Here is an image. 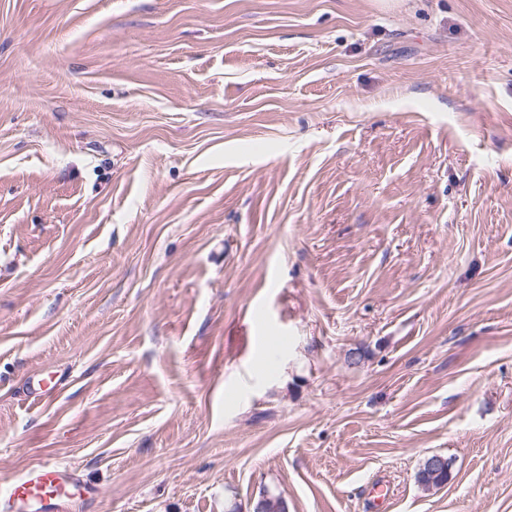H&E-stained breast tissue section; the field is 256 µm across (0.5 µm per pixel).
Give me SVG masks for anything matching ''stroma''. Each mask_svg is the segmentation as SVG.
<instances>
[{"instance_id": "obj_1", "label": "stroma", "mask_w": 512, "mask_h": 512, "mask_svg": "<svg viewBox=\"0 0 512 512\" xmlns=\"http://www.w3.org/2000/svg\"><path fill=\"white\" fill-rule=\"evenodd\" d=\"M49 459L512 512V0H0V487ZM446 462L441 458H433L428 462L427 469L426 464L423 465V468L420 469L418 473V480L421 485L425 488L429 489L430 487H440L444 485L448 481V468L442 469L445 466ZM440 469V470H438Z\"/></svg>"}]
</instances>
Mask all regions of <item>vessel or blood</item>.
Instances as JSON below:
<instances>
[{"mask_svg": "<svg viewBox=\"0 0 512 512\" xmlns=\"http://www.w3.org/2000/svg\"><path fill=\"white\" fill-rule=\"evenodd\" d=\"M67 467L47 460L0 490V512H69L75 498Z\"/></svg>", "mask_w": 512, "mask_h": 512, "instance_id": "vessel-or-blood-1", "label": "vessel or blood"}]
</instances>
